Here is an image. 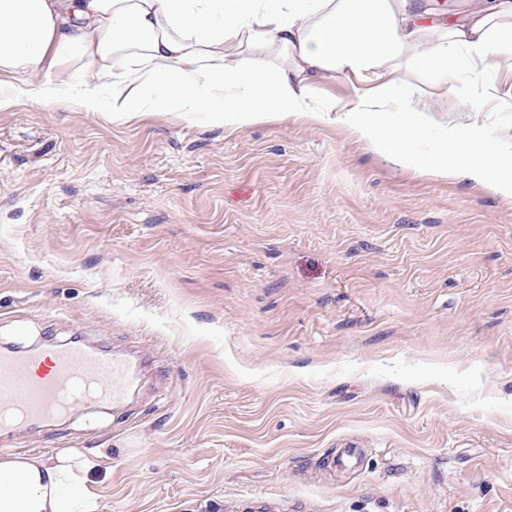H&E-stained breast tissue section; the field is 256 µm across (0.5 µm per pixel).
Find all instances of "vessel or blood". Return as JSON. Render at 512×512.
Returning a JSON list of instances; mask_svg holds the SVG:
<instances>
[{
    "label": "vessel or blood",
    "mask_w": 512,
    "mask_h": 512,
    "mask_svg": "<svg viewBox=\"0 0 512 512\" xmlns=\"http://www.w3.org/2000/svg\"><path fill=\"white\" fill-rule=\"evenodd\" d=\"M139 381L129 359L81 340L0 348V436L66 417L78 406H118Z\"/></svg>",
    "instance_id": "vessel-or-blood-1"
}]
</instances>
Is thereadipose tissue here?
I'll return each instance as SVG.
<instances>
[{
  "mask_svg": "<svg viewBox=\"0 0 512 512\" xmlns=\"http://www.w3.org/2000/svg\"><path fill=\"white\" fill-rule=\"evenodd\" d=\"M81 62L78 95L51 82ZM512 61V0H473L439 11L430 0H0V76L29 75L12 95L66 99L116 119L140 112H192L216 126L276 115L330 118L395 164H413L409 144H429L418 169L462 172L512 198V145L474 146L458 127L435 123L425 101L456 98L470 111L498 100L494 76ZM464 69L462 84L448 75ZM112 94L102 99L103 79ZM341 79L347 101L323 102L322 80ZM400 122H389L390 113ZM102 456L0 453V512H98L91 478Z\"/></svg>",
  "mask_w": 512,
  "mask_h": 512,
  "instance_id": "1",
  "label": "adipose tissue"
}]
</instances>
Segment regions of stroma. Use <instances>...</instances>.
<instances>
[{
	"instance_id": "35a3bbf8",
	"label": "stroma",
	"mask_w": 512,
	"mask_h": 512,
	"mask_svg": "<svg viewBox=\"0 0 512 512\" xmlns=\"http://www.w3.org/2000/svg\"><path fill=\"white\" fill-rule=\"evenodd\" d=\"M75 334L139 393L0 452L103 451L99 512H512V199L339 122L0 109V344Z\"/></svg>"
}]
</instances>
